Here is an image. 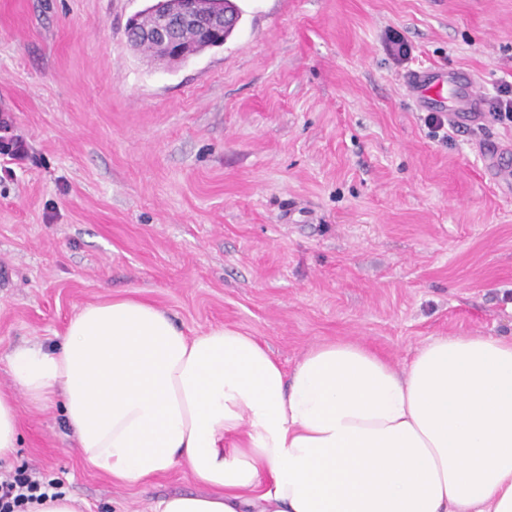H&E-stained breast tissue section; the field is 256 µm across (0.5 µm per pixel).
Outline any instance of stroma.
Segmentation results:
<instances>
[{"label": "stroma", "mask_w": 512, "mask_h": 512, "mask_svg": "<svg viewBox=\"0 0 512 512\" xmlns=\"http://www.w3.org/2000/svg\"><path fill=\"white\" fill-rule=\"evenodd\" d=\"M235 2L224 45L168 62L127 41L149 0H0V116L26 148L0 155L1 389L14 345L118 296L190 336L236 328L287 370L324 341L401 369L435 336L512 334V128L432 136L405 84L512 82V0ZM17 404L0 478L28 468L87 512L204 490L183 464L112 481L60 410ZM385 45L389 55L398 64L407 61L411 55L412 49L410 44L397 30H389L386 33Z\"/></svg>", "instance_id": "1"}]
</instances>
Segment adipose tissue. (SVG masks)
Wrapping results in <instances>:
<instances>
[{
	"label": "adipose tissue",
	"mask_w": 512,
	"mask_h": 512,
	"mask_svg": "<svg viewBox=\"0 0 512 512\" xmlns=\"http://www.w3.org/2000/svg\"><path fill=\"white\" fill-rule=\"evenodd\" d=\"M0 462L17 395L60 406L84 459L136 485L186 464L208 491L153 512H512V336H437L396 370L350 341L284 370L252 336H189L154 305L109 298L52 349L6 356Z\"/></svg>",
	"instance_id": "1"
}]
</instances>
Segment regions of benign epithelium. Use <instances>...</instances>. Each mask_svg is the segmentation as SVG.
Wrapping results in <instances>:
<instances>
[{
	"instance_id": "1",
	"label": "benign epithelium",
	"mask_w": 512,
	"mask_h": 512,
	"mask_svg": "<svg viewBox=\"0 0 512 512\" xmlns=\"http://www.w3.org/2000/svg\"><path fill=\"white\" fill-rule=\"evenodd\" d=\"M148 13L153 21L141 25L139 36L158 57L178 60L201 49L221 46L224 40L202 41L199 32L229 34L237 24L231 10L209 8L207 0H156Z\"/></svg>"
}]
</instances>
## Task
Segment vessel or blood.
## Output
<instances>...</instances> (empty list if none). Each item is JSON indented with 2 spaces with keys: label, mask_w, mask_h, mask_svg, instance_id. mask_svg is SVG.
<instances>
[{
  "label": "vessel or blood",
  "mask_w": 512,
  "mask_h": 512,
  "mask_svg": "<svg viewBox=\"0 0 512 512\" xmlns=\"http://www.w3.org/2000/svg\"><path fill=\"white\" fill-rule=\"evenodd\" d=\"M408 82L432 106L447 107L449 122H468L480 114L482 99L473 78L455 72L428 71L409 76Z\"/></svg>",
  "instance_id": "vessel-or-blood-1"
}]
</instances>
